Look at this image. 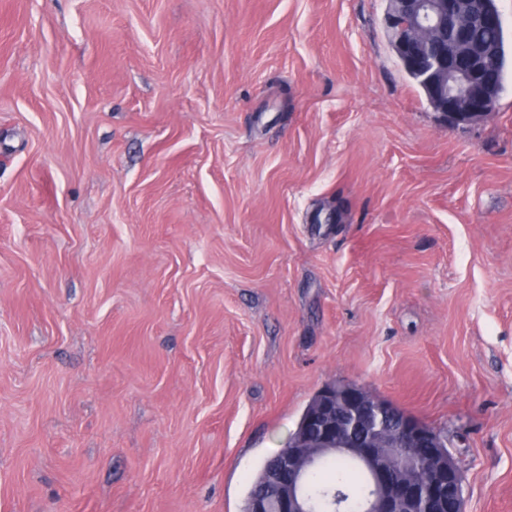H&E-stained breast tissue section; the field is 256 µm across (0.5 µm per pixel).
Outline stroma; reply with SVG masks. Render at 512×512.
Listing matches in <instances>:
<instances>
[{
	"label": "stroma",
	"mask_w": 512,
	"mask_h": 512,
	"mask_svg": "<svg viewBox=\"0 0 512 512\" xmlns=\"http://www.w3.org/2000/svg\"><path fill=\"white\" fill-rule=\"evenodd\" d=\"M386 0H0V512H242L334 382L512 512V67L452 125Z\"/></svg>",
	"instance_id": "35a3bbf8"
}]
</instances>
